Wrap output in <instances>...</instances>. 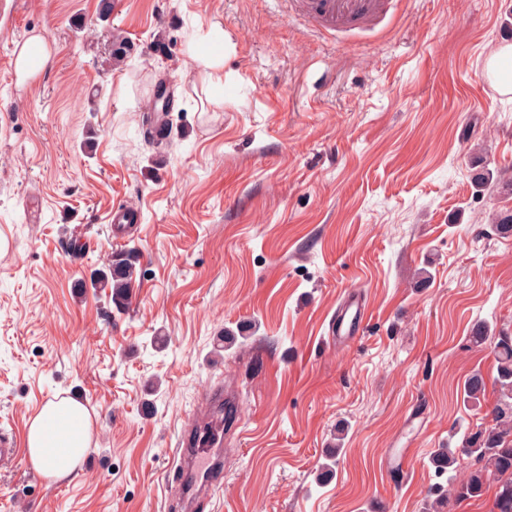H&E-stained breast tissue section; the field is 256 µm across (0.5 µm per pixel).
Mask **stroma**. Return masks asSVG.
<instances>
[{"label": "stroma", "mask_w": 512, "mask_h": 512, "mask_svg": "<svg viewBox=\"0 0 512 512\" xmlns=\"http://www.w3.org/2000/svg\"><path fill=\"white\" fill-rule=\"evenodd\" d=\"M34 32L52 59L21 83ZM507 45L512 0H400L348 43L282 0H0V432L24 443L58 396L91 420L67 478L0 469V512H183L179 441L228 404L194 512H425L430 456L495 401L463 398L496 373L469 336L512 335V93L486 72ZM132 246L117 314L81 283ZM349 293L367 320L339 346Z\"/></svg>", "instance_id": "obj_1"}]
</instances>
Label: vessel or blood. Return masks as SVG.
Segmentation results:
<instances>
[{"mask_svg": "<svg viewBox=\"0 0 512 512\" xmlns=\"http://www.w3.org/2000/svg\"><path fill=\"white\" fill-rule=\"evenodd\" d=\"M397 0H291V6L318 30L333 36L366 34L385 27L393 17ZM366 314L357 298L347 297L336 312V338L343 343L358 339ZM222 448L193 447L180 450L182 479L194 497L219 487L223 476Z\"/></svg>", "mask_w": 512, "mask_h": 512, "instance_id": "b4317fda", "label": "vessel or blood"}]
</instances>
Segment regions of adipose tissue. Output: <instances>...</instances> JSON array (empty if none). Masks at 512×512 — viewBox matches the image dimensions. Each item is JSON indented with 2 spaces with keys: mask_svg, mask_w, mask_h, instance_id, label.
<instances>
[{
  "mask_svg": "<svg viewBox=\"0 0 512 512\" xmlns=\"http://www.w3.org/2000/svg\"><path fill=\"white\" fill-rule=\"evenodd\" d=\"M89 414L77 399L47 401L31 420L27 449L33 466L45 476H69L90 443Z\"/></svg>",
  "mask_w": 512,
  "mask_h": 512,
  "instance_id": "1",
  "label": "adipose tissue"
}]
</instances>
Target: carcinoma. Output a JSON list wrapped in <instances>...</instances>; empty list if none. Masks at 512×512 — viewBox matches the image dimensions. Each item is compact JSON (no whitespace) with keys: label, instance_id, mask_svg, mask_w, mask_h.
Segmentation results:
<instances>
[{"label":"carcinoma","instance_id":"carcinoma-1","mask_svg":"<svg viewBox=\"0 0 512 512\" xmlns=\"http://www.w3.org/2000/svg\"><path fill=\"white\" fill-rule=\"evenodd\" d=\"M136 260V248L129 247L90 274L91 288L110 289V300L118 313L131 302ZM472 340L489 345L495 354L493 385L498 399L491 410L490 425L465 431L458 446L439 448L432 455L436 477L446 478V483L437 482L429 488L428 512L443 507L450 491L458 499H470L482 496L492 484L496 486L495 512H512V336L483 323L474 331ZM486 391L484 376L479 371L472 372L463 386L464 398L478 403ZM462 456L471 460V469L467 478L458 482L451 472Z\"/></svg>","mask_w":512,"mask_h":512}]
</instances>
